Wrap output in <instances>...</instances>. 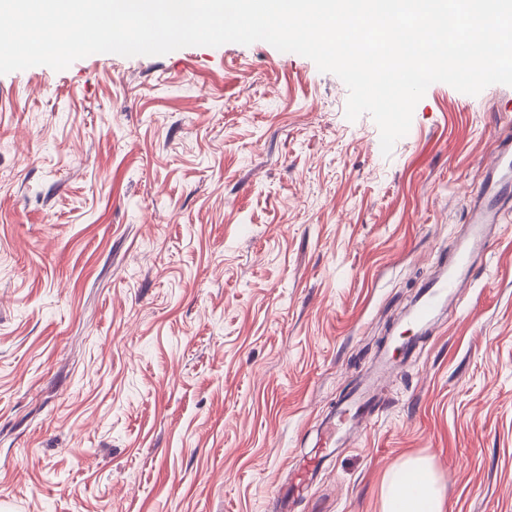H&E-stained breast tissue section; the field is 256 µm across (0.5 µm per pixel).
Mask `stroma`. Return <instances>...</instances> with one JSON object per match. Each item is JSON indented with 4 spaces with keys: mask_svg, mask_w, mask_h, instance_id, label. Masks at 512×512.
<instances>
[{
    "mask_svg": "<svg viewBox=\"0 0 512 512\" xmlns=\"http://www.w3.org/2000/svg\"><path fill=\"white\" fill-rule=\"evenodd\" d=\"M348 89L258 41L0 75V512H278L381 338V415L291 512H381L426 458L447 512H512V215L448 264L512 86L431 84L390 155ZM512 183L510 171L504 172L502 164L495 162L486 171L478 186L472 204L468 236L461 241L448 270L431 281L415 301L407 314V321L414 328L427 331L435 318L448 308V301H458L459 292L469 279L474 255L485 253L490 245L487 228L505 218L500 200L505 196L504 188Z\"/></svg>",
    "mask_w": 512,
    "mask_h": 512,
    "instance_id": "stroma-1",
    "label": "stroma"
}]
</instances>
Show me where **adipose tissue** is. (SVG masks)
Wrapping results in <instances>:
<instances>
[{
  "label": "adipose tissue",
  "mask_w": 512,
  "mask_h": 512,
  "mask_svg": "<svg viewBox=\"0 0 512 512\" xmlns=\"http://www.w3.org/2000/svg\"><path fill=\"white\" fill-rule=\"evenodd\" d=\"M381 512H446L444 494L426 460L410 458L392 471Z\"/></svg>",
  "instance_id": "ef3b65f1"
}]
</instances>
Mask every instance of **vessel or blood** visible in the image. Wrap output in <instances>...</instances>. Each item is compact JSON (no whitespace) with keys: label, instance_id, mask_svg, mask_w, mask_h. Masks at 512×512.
I'll list each match as a JSON object with an SVG mask.
<instances>
[{"label":"vessel or blood","instance_id":"vessel-or-blood-1","mask_svg":"<svg viewBox=\"0 0 512 512\" xmlns=\"http://www.w3.org/2000/svg\"><path fill=\"white\" fill-rule=\"evenodd\" d=\"M511 183L512 174L504 172L501 164H493L487 169L472 199L467 238L460 242L447 270L426 286L407 314V320L414 328L428 330L449 302L458 300L461 288L469 279L474 255L489 248L488 227L505 217L500 201L505 196L506 186ZM374 405L373 384L368 381L353 399L342 403L324 420L321 428L323 443L328 446L338 444L359 423L371 418Z\"/></svg>","mask_w":512,"mask_h":512}]
</instances>
